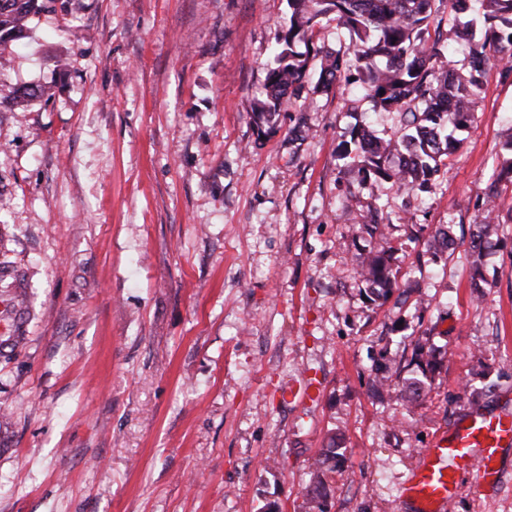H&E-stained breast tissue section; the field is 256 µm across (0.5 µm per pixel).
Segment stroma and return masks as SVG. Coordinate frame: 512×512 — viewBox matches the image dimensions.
Here are the masks:
<instances>
[{"mask_svg":"<svg viewBox=\"0 0 512 512\" xmlns=\"http://www.w3.org/2000/svg\"><path fill=\"white\" fill-rule=\"evenodd\" d=\"M288 17L287 0H68L9 47L0 303L26 308L0 344V512H304L332 441L329 512H411L425 448L472 407L512 410V234L483 253L480 303L469 264L512 75L486 70L431 191L399 193L339 157L354 128L396 130L345 83H304L258 133ZM377 207L382 233L358 232ZM386 249L396 286L374 302L357 260ZM419 338L442 365L416 405L395 392ZM448 512H512V481L463 479Z\"/></svg>","mask_w":512,"mask_h":512,"instance_id":"obj_1","label":"stroma"}]
</instances>
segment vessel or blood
Instances as JSON below:
<instances>
[{
  "instance_id": "1",
  "label": "vessel or blood",
  "mask_w": 512,
  "mask_h": 512,
  "mask_svg": "<svg viewBox=\"0 0 512 512\" xmlns=\"http://www.w3.org/2000/svg\"><path fill=\"white\" fill-rule=\"evenodd\" d=\"M512 443V414L470 412L449 435L436 439L403 489L416 512H445L467 472L477 480L502 482L496 461L504 444Z\"/></svg>"
}]
</instances>
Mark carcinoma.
Returning a JSON list of instances; mask_svg holds the SVG:
<instances>
[{
    "label": "carcinoma",
    "mask_w": 512,
    "mask_h": 512,
    "mask_svg": "<svg viewBox=\"0 0 512 512\" xmlns=\"http://www.w3.org/2000/svg\"><path fill=\"white\" fill-rule=\"evenodd\" d=\"M479 4L486 26L481 50L471 54L468 71L437 66L441 55L440 29L430 30L432 19L442 10L456 18ZM289 20L277 36L274 65L266 72L264 97L254 102L252 111L258 125L271 124L272 117L293 106L294 88L310 72V62L320 59L315 89L330 93L337 81L365 91L374 107L392 112L404 134L399 139L381 138L398 152L411 156V166L400 169L393 156L379 147L365 146L377 138L365 130L339 148L342 159L358 167L365 177L403 192L425 191L451 151L460 144L455 133L463 131L471 118L481 90V73L490 56H495L503 72L512 74V0H288ZM66 10L65 0H0V49L24 38L27 19L44 10ZM334 15L336 27L348 37L352 53L328 52L314 45L321 18ZM304 44L305 51L297 50ZM56 91L44 87H24L18 91L22 104L33 99L50 101ZM512 185V156L502 161L500 170L485 191V223L478 225L473 244L475 299L485 298L479 264L481 244L490 236L499 237L504 225L496 213V199L503 185ZM360 275L373 301L387 299L396 286L390 256L378 253L360 261ZM420 372L405 380L404 394L411 400L421 397L429 375L439 368L433 350L420 342L414 353ZM339 457L335 448L326 449L316 460V473L307 493V512H327L323 473L330 461Z\"/></svg>",
    "instance_id": "obj_1"
}]
</instances>
